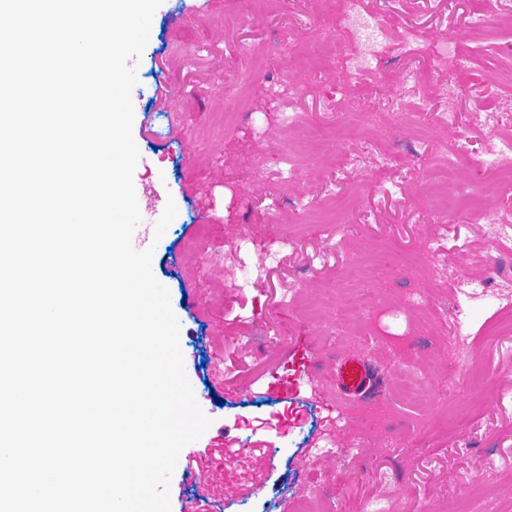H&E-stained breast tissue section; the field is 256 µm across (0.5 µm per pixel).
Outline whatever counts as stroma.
Returning a JSON list of instances; mask_svg holds the SVG:
<instances>
[{
	"instance_id": "1",
	"label": "stroma",
	"mask_w": 512,
	"mask_h": 512,
	"mask_svg": "<svg viewBox=\"0 0 512 512\" xmlns=\"http://www.w3.org/2000/svg\"><path fill=\"white\" fill-rule=\"evenodd\" d=\"M363 9L386 28L370 49L336 0H163L133 62L139 232L156 242L152 271L211 420L181 451L171 512L200 495L207 512H512V332L485 334L512 314V261L491 225L442 222L424 197L449 150L476 159L498 142L479 130L486 111L512 130V86L487 79L512 56V0ZM475 13L488 31H472ZM321 38L340 53L318 55ZM228 72L241 98L225 99ZM446 109L452 133L435 119ZM294 113L308 139L289 132ZM460 178L488 210L512 207L484 171ZM475 273L508 301L461 294L455 281ZM350 296L360 319L343 311ZM348 353L371 393L337 390ZM275 375L287 396L269 393ZM404 377L425 381L429 405L398 396ZM329 439L333 459L319 453Z\"/></svg>"
}]
</instances>
